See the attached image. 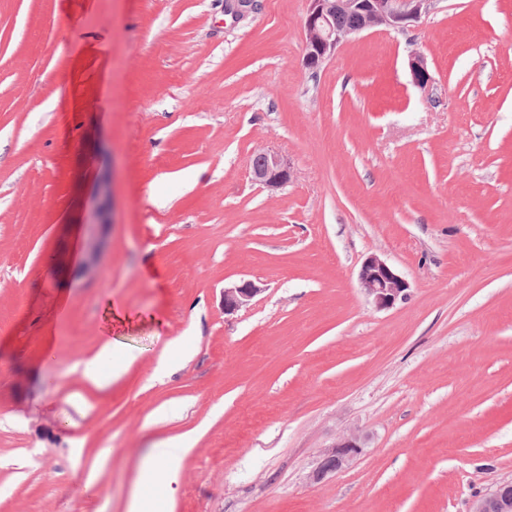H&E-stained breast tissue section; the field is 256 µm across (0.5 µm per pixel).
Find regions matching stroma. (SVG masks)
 Returning a JSON list of instances; mask_svg holds the SVG:
<instances>
[{
  "instance_id": "1",
  "label": "stroma",
  "mask_w": 512,
  "mask_h": 512,
  "mask_svg": "<svg viewBox=\"0 0 512 512\" xmlns=\"http://www.w3.org/2000/svg\"><path fill=\"white\" fill-rule=\"evenodd\" d=\"M226 4L0 0V512H124L189 431L175 512H470L512 482V0H430L314 70L306 0ZM371 254L406 301L365 296ZM106 336L135 361L102 390ZM251 172L255 181L269 188H279L291 179L287 162L275 151H260L252 159ZM359 277L364 294L379 310L393 308L408 298V281L377 255L365 258ZM260 289L251 281H243L224 288V311L231 314L246 306ZM366 436L359 432L343 435L331 446L313 473L314 480L323 479L329 472L337 471L360 455L365 448Z\"/></svg>"
}]
</instances>
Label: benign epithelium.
Listing matches in <instances>:
<instances>
[{"mask_svg": "<svg viewBox=\"0 0 512 512\" xmlns=\"http://www.w3.org/2000/svg\"><path fill=\"white\" fill-rule=\"evenodd\" d=\"M429 0H308L304 20L305 47L304 66L316 69L331 59L338 46L348 37L364 30L385 26L403 29L418 21L426 12ZM339 11L358 14L362 23L356 29H338L335 16ZM415 84L426 88L430 81L424 59L415 56L410 61ZM252 176L255 181L269 187L279 188L291 179L287 162L275 151H260L252 159ZM360 287L366 297L379 310L390 309L406 300L410 285L392 266L377 255L365 258L360 270ZM260 292L251 281L233 284L224 288V313L231 314L246 306ZM366 436L351 432L342 436L331 446L313 473V479L321 480L328 473L347 466L365 448ZM499 483L479 496L472 512H512V502L503 498Z\"/></svg>", "mask_w": 512, "mask_h": 512, "instance_id": "obj_1", "label": "benign epithelium"}]
</instances>
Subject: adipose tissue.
<instances>
[{"label": "adipose tissue", "instance_id": "adipose-tissue-1", "mask_svg": "<svg viewBox=\"0 0 512 512\" xmlns=\"http://www.w3.org/2000/svg\"><path fill=\"white\" fill-rule=\"evenodd\" d=\"M132 362V356L117 352L111 338L107 337L102 340L95 355L85 362L83 376L92 385L106 389L121 378ZM195 441L193 433H184L167 439L161 451L147 457L131 486L128 512H174V486L178 481L181 464ZM154 485L164 489L157 501L147 493L148 488Z\"/></svg>", "mask_w": 512, "mask_h": 512}]
</instances>
